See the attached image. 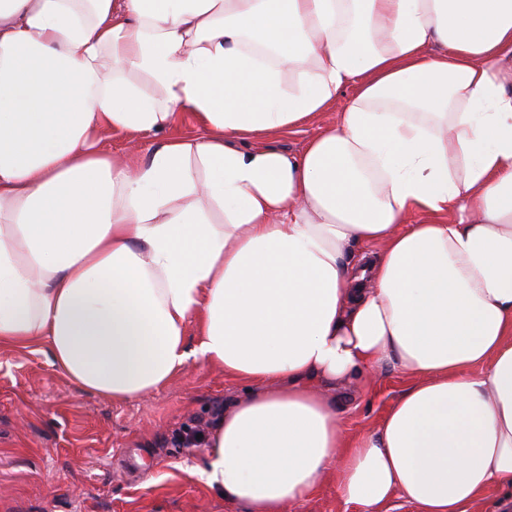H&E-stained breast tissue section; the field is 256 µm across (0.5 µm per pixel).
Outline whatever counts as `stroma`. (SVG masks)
<instances>
[{"label": "stroma", "instance_id": "obj_1", "mask_svg": "<svg viewBox=\"0 0 512 512\" xmlns=\"http://www.w3.org/2000/svg\"><path fill=\"white\" fill-rule=\"evenodd\" d=\"M409 376L384 369L343 399L342 427L357 437L380 425ZM244 384L195 363L140 400L115 405L79 390L46 351L0 347V512H243L197 475L225 400Z\"/></svg>", "mask_w": 512, "mask_h": 512}]
</instances>
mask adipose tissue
<instances>
[{"label":"adipose tissue","mask_w":512,"mask_h":512,"mask_svg":"<svg viewBox=\"0 0 512 512\" xmlns=\"http://www.w3.org/2000/svg\"><path fill=\"white\" fill-rule=\"evenodd\" d=\"M40 344L118 404L245 383L196 470L244 512L512 488V0H0V346ZM386 367L348 438L338 390ZM318 131V125L315 123L305 124L298 128L293 133L288 135H278L274 138L273 142L284 150L291 152L301 151L308 140L313 137ZM411 382V377L386 368L367 390L341 399L345 407L342 427L346 435L357 437L377 429L389 405ZM355 506L346 505L337 490L336 475L331 474L319 485L314 494L293 505L288 512H356Z\"/></svg>","instance_id":"obj_1"}]
</instances>
